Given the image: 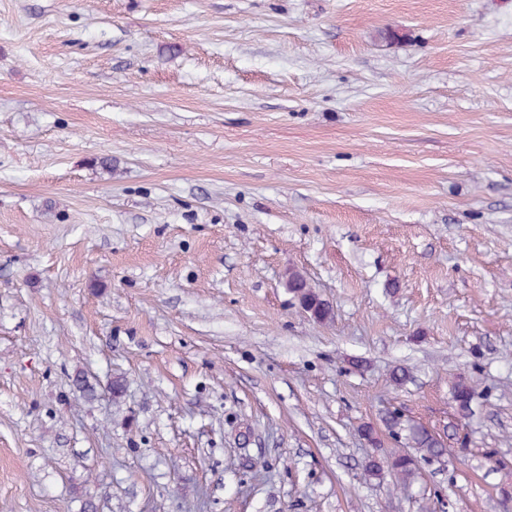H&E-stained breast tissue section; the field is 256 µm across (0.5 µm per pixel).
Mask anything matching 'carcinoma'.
<instances>
[{"label": "carcinoma", "mask_w": 512, "mask_h": 512, "mask_svg": "<svg viewBox=\"0 0 512 512\" xmlns=\"http://www.w3.org/2000/svg\"><path fill=\"white\" fill-rule=\"evenodd\" d=\"M288 291L297 299L299 306L318 322H326L333 318V305L318 294L299 273H291L287 281ZM475 400L474 387L458 380L452 387V402L458 419H466L473 415ZM384 429L394 439L404 441L407 447L414 449L412 453H398L386 458L372 455L364 467V476L376 478L384 471L393 474L396 482L404 488L410 487L418 477L420 462L441 461L447 452L444 441L428 429L412 424L392 412L382 417Z\"/></svg>", "instance_id": "obj_1"}]
</instances>
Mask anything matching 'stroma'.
Segmentation results:
<instances>
[{
	"instance_id": "1",
	"label": "stroma",
	"mask_w": 512,
	"mask_h": 512,
	"mask_svg": "<svg viewBox=\"0 0 512 512\" xmlns=\"http://www.w3.org/2000/svg\"><path fill=\"white\" fill-rule=\"evenodd\" d=\"M91 504L512 512V0H0V512ZM288 291L297 299L299 306L318 322L333 318V305L318 294L299 273H290L287 281ZM451 398L454 403L458 419L457 422H452V424L449 423L448 428H451L453 432H456L459 429L458 421L461 422L462 419L469 418L473 415V405L475 400L474 387L465 380H458L452 387ZM381 421L388 435L397 440H404L405 445L413 448L415 453H398L383 459L378 455L370 456L364 467L366 478H376L387 469L400 486L408 488L418 477L421 461L439 462L447 455L444 441L425 427L401 420L390 411Z\"/></svg>"
}]
</instances>
